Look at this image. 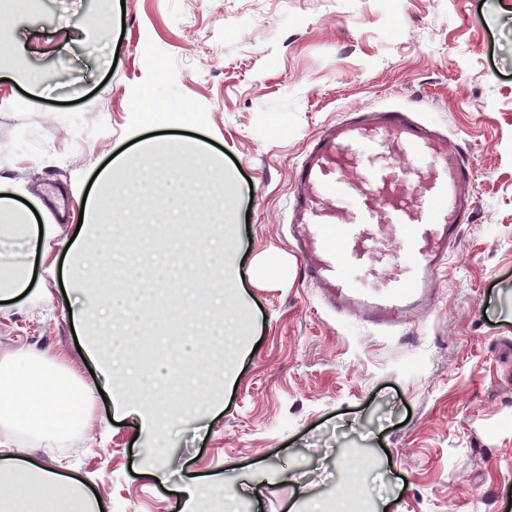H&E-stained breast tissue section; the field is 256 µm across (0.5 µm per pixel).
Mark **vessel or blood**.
Masks as SVG:
<instances>
[{
    "mask_svg": "<svg viewBox=\"0 0 512 512\" xmlns=\"http://www.w3.org/2000/svg\"><path fill=\"white\" fill-rule=\"evenodd\" d=\"M293 184L289 244L326 312L391 334L438 308V278L476 212L474 166L447 131L411 105L342 113L307 143ZM383 224L399 271L370 289L361 275L385 258Z\"/></svg>",
    "mask_w": 512,
    "mask_h": 512,
    "instance_id": "1",
    "label": "vessel or blood"
}]
</instances>
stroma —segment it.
Instances as JSON below:
<instances>
[{"label": "stroma", "mask_w": 512, "mask_h": 512, "mask_svg": "<svg viewBox=\"0 0 512 512\" xmlns=\"http://www.w3.org/2000/svg\"><path fill=\"white\" fill-rule=\"evenodd\" d=\"M112 40L99 37L102 17ZM39 98L0 68V177L47 224L34 293L0 304V362L46 358L95 395L81 432L56 446L21 433L0 457L60 470L105 512H179L174 484L141 475L149 446L112 417L68 305L96 290L62 281L84 196L116 155L149 165L141 142L195 140L233 177L227 221L246 300L244 355L216 404L159 445L241 512H286L298 487L324 512L386 500L387 512H512V0H31L11 19ZM199 112L196 124L149 117L151 99ZM404 102L447 128L476 170L477 216L437 284L443 303L412 337L323 311L288 246L291 170L322 124ZM137 257L145 311L181 301L161 273L173 250ZM361 467L348 486L346 467ZM290 470L293 482L276 474Z\"/></svg>", "instance_id": "obj_1"}]
</instances>
